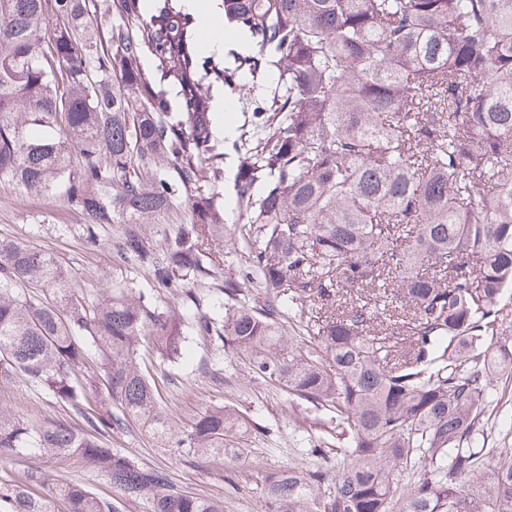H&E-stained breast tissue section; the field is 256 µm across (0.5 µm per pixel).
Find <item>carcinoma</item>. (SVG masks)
<instances>
[{"instance_id":"carcinoma-1","label":"carcinoma","mask_w":512,"mask_h":512,"mask_svg":"<svg viewBox=\"0 0 512 512\" xmlns=\"http://www.w3.org/2000/svg\"><path fill=\"white\" fill-rule=\"evenodd\" d=\"M242 43L205 55L183 0H0V183L64 191L88 239L113 245L182 304L224 243L220 188L238 160L246 268L216 283L224 314L193 321L116 287L88 303L56 256L0 235V389L21 377L86 427L0 410V457H76L151 512H224L106 448L136 427L157 447L233 463L254 430L231 405L170 422L140 347L181 359L216 337L252 379L335 414L304 463L264 477L266 512H512V448L478 442L512 372L501 298L512 288V0H221ZM246 78L247 120L218 132L206 85ZM99 372L85 376L89 350ZM38 470L0 512H118L85 486L47 494Z\"/></svg>"}]
</instances>
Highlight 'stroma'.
I'll return each instance as SVG.
<instances>
[{
  "instance_id": "stroma-1",
  "label": "stroma",
  "mask_w": 512,
  "mask_h": 512,
  "mask_svg": "<svg viewBox=\"0 0 512 512\" xmlns=\"http://www.w3.org/2000/svg\"><path fill=\"white\" fill-rule=\"evenodd\" d=\"M125 230L122 224L100 226L95 244H88L80 214L63 198L32 197L15 186L0 183V234L54 252L83 288L86 301H98L104 289L113 286L152 289L142 270L112 263V245ZM184 351V358L176 363L162 360L150 350L145 353L175 427L189 428L212 405L233 404L261 426L249 441L248 452L233 465L223 466L187 457L176 447H154L136 429L112 433L104 443L163 469L174 489L223 498L224 512H264L261 487L265 475L288 465L309 448L312 439L329 425L332 413L289 400L264 382L250 379L243 361L225 352L220 340L193 335L187 338ZM493 395L507 400L506 406L494 409L484 443L485 451L496 454L500 449L512 448V372L500 375ZM0 407L25 421L71 427L84 423L74 408L20 378L0 389ZM37 467L43 468L50 482L72 481L99 496L114 495L104 476L74 459L48 462L25 455L0 458V485L23 481Z\"/></svg>"
}]
</instances>
